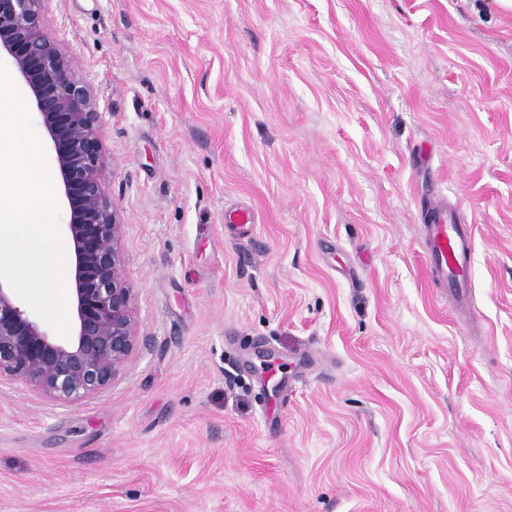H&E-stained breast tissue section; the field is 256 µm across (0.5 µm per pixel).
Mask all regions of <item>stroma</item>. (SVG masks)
I'll use <instances>...</instances> for the list:
<instances>
[{
	"instance_id": "35a3bbf8",
	"label": "stroma",
	"mask_w": 512,
	"mask_h": 512,
	"mask_svg": "<svg viewBox=\"0 0 512 512\" xmlns=\"http://www.w3.org/2000/svg\"><path fill=\"white\" fill-rule=\"evenodd\" d=\"M46 17L99 100L139 340L73 403L0 381V512H512V13ZM432 192L474 227L467 322L428 276Z\"/></svg>"
}]
</instances>
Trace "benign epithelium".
I'll return each mask as SVG.
<instances>
[{
  "label": "benign epithelium",
  "instance_id": "benign-epithelium-1",
  "mask_svg": "<svg viewBox=\"0 0 512 512\" xmlns=\"http://www.w3.org/2000/svg\"><path fill=\"white\" fill-rule=\"evenodd\" d=\"M46 0H0V52L18 73L55 155L73 245L74 329L60 340L0 282V378L68 403L110 384L132 353L138 328L124 275L120 211L105 192L102 113L76 61L46 33Z\"/></svg>",
  "mask_w": 512,
  "mask_h": 512
}]
</instances>
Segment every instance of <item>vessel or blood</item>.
Returning <instances> with one entry per match:
<instances>
[{"label": "vessel or blood", "instance_id": "vessel-or-blood-1", "mask_svg": "<svg viewBox=\"0 0 512 512\" xmlns=\"http://www.w3.org/2000/svg\"><path fill=\"white\" fill-rule=\"evenodd\" d=\"M427 212L422 246L431 278L461 311H470L474 265L471 227L448 204L428 200Z\"/></svg>", "mask_w": 512, "mask_h": 512}]
</instances>
